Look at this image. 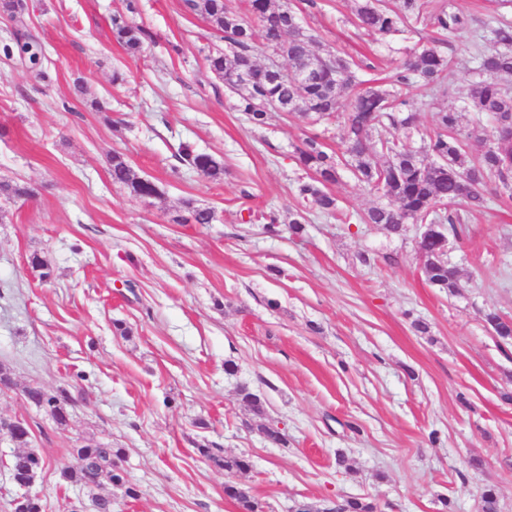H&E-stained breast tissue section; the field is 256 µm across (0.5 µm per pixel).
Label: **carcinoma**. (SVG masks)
I'll return each mask as SVG.
<instances>
[{
	"mask_svg": "<svg viewBox=\"0 0 512 512\" xmlns=\"http://www.w3.org/2000/svg\"><path fill=\"white\" fill-rule=\"evenodd\" d=\"M400 9H389L385 0H354L355 23L358 28L382 37L401 31L404 26L423 22L436 30V37L422 45L402 64L392 89L363 87L359 66L348 57L331 50H313L315 40L300 22L294 4L288 0H244L245 12L230 9L225 0H184L187 12L209 19L229 44L224 50L209 52V71L235 96L234 108L247 115L255 126L267 123L270 111L298 112L314 121L329 120L337 114L344 118L343 156L328 153L314 137L303 140L296 149L297 164L308 174L298 186V196L321 211H336V199L325 191L340 178L343 169L353 172L369 192L387 200L373 206L362 216L364 224H375L390 235L401 236L407 224L436 226L418 237V253L428 282L453 295L462 288L459 270L439 256L440 236L461 241L465 232V215L486 204L492 194L512 204V89L503 86L499 77L512 74V20L502 18L489 30L493 49L477 50L474 56L478 79L468 93L472 110L490 116L491 133L478 124L462 123V113L441 109L431 113L433 134L420 138L415 145L413 133L418 122L416 108L406 99L408 87L418 83L431 99L448 90V77L455 62L442 50L448 39L468 24V19L447 5L429 9V0H400ZM116 37L133 55L141 52L152 35L144 26L122 15L112 18ZM276 52L288 63V73L273 77L268 65L256 59V51ZM394 129L404 130L397 137ZM387 160L379 163L378 156ZM178 159L206 176L219 177L223 163L215 156L200 153L191 145L180 147ZM112 183L125 186L132 195L151 198L162 194L151 180L139 177L126 158L114 153L109 160ZM0 194L25 199L33 190L21 184L0 182ZM186 217L179 224H211L216 213L208 207L184 202ZM483 318L503 344L512 343V322L498 312L487 310ZM241 400L252 412H264L260 397L247 387L240 389ZM27 402L44 411L59 426L69 421L68 406L72 402L65 388L45 395L41 388L24 389ZM13 443L8 470L15 485L35 480L45 468L46 460L28 448L30 433L21 431ZM200 456L213 461L226 471H245V456L224 457L206 445L197 448ZM73 466L61 472L63 480L94 491L105 484L125 488L131 498L136 489L128 484L119 466L122 449L94 438L83 440L72 449ZM224 496L235 501L244 512H261L250 487L238 483L224 484ZM482 512H499L498 495L492 486L481 494ZM336 512H375L374 505L360 498L347 499L336 506Z\"/></svg>",
	"mask_w": 512,
	"mask_h": 512,
	"instance_id": "1",
	"label": "carcinoma"
}]
</instances>
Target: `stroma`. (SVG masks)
<instances>
[{
	"mask_svg": "<svg viewBox=\"0 0 512 512\" xmlns=\"http://www.w3.org/2000/svg\"><path fill=\"white\" fill-rule=\"evenodd\" d=\"M452 2L469 23L446 47L456 67L437 106L469 125L476 36L512 19V0ZM353 7L316 0L303 25L316 52L366 61L361 79L388 84L432 31L367 34ZM126 12L153 34L138 56L112 31ZM20 32L40 62L0 53V182L34 195H0V366L15 382L0 417L32 428L45 512H93L89 491L61 478L89 436L123 449L137 491L104 486L112 512H240L228 480L250 486L263 512H323L351 497L377 512H481L488 484L512 512V347L482 320L488 309L512 319V206L493 199L468 213L451 254L462 289L448 295L427 282L415 229L360 223L378 199L350 171L328 187L337 213L298 197L297 147L315 137L341 151V119L275 112L251 125L208 69L218 31L182 0H27L0 15V45ZM184 142L221 159L223 176L182 165ZM115 151L162 197L113 183ZM188 199L216 221L175 223ZM299 209L307 224L295 235L288 215ZM35 253L50 280L30 268ZM32 384L70 391L67 427L24 400ZM244 386L264 415L242 404ZM267 426L284 443L267 441ZM205 443L250 469L216 467L196 451Z\"/></svg>",
	"mask_w": 512,
	"mask_h": 512,
	"instance_id": "obj_1",
	"label": "stroma"
}]
</instances>
